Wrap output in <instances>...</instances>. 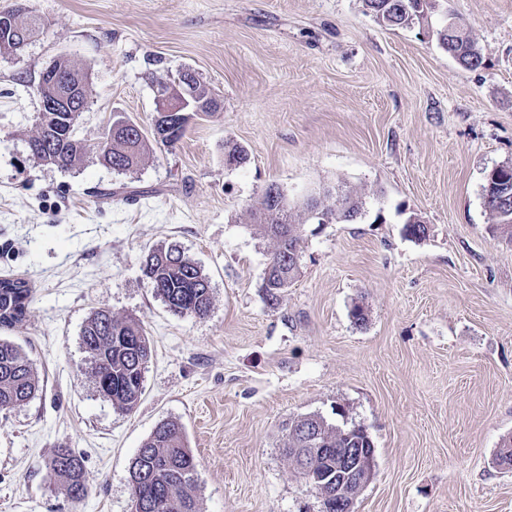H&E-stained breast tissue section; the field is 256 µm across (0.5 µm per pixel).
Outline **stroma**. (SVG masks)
Here are the masks:
<instances>
[{"instance_id": "obj_1", "label": "stroma", "mask_w": 512, "mask_h": 512, "mask_svg": "<svg viewBox=\"0 0 512 512\" xmlns=\"http://www.w3.org/2000/svg\"><path fill=\"white\" fill-rule=\"evenodd\" d=\"M47 31L0 53V278H26L23 323L0 329L43 390L0 411V512H129V466L173 419L196 459L200 512H319L285 459L308 415L371 435L375 476L353 512H512V243L483 186L512 164V0H446L480 66L425 25L390 29L362 0H30ZM68 58L92 95L75 167L28 153L34 79ZM192 72L219 103L129 172L94 149L113 115L151 130L158 81ZM248 153L228 164L226 146ZM278 184L303 222L299 271L277 301L273 244L250 208ZM351 187L356 224H309L303 202ZM111 197H103V189ZM428 226L406 236L409 215ZM174 243L210 279L202 319L155 297L141 266ZM364 307L365 325L350 312ZM136 319L151 347L132 412L94 388L81 330L98 308ZM84 459L68 498L47 462ZM448 18L437 29L436 35L439 44L448 51L465 68H475L480 65L481 52L477 44L468 34L465 26L458 23L449 32Z\"/></svg>"}]
</instances>
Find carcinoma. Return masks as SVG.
<instances>
[{
	"label": "carcinoma",
	"instance_id": "carcinoma-1",
	"mask_svg": "<svg viewBox=\"0 0 512 512\" xmlns=\"http://www.w3.org/2000/svg\"><path fill=\"white\" fill-rule=\"evenodd\" d=\"M367 13L386 27L398 29L428 18L433 0H363ZM13 22L0 20V51L20 52L30 38L43 30L42 17L29 6L8 12ZM439 44L465 68L480 65L481 52L463 24L448 29L443 23L436 31ZM66 80L63 91L70 95L68 112H38L36 132L28 140L30 155L47 165L73 167L82 161L84 147L77 139V127L91 94L88 75L61 57L51 63ZM168 119L158 112L154 118L152 137H147L137 123L124 116L113 118L106 133L104 147L98 148L100 162L114 171L126 172L136 167L149 151V140L166 147L174 146L183 136L187 122L176 129L167 126ZM484 204L501 233L512 240V203L501 202L500 190L484 194ZM362 197L348 189L338 196L325 195L319 208V224L355 223L364 214ZM254 223L262 228L273 243L269 263L272 270L263 288L270 299H277L299 270L288 259L299 251L302 225L293 223L283 191L269 184L258 206L251 209ZM142 271L166 307L180 317L203 318L212 303L209 277L183 251L174 245L152 249L146 255ZM32 297L28 281L18 277L0 279V327L13 328L27 315ZM81 341L91 364L97 392L108 398L112 406L133 411L139 404L147 363L149 340L142 326L132 317L119 318L112 311L100 309L85 322ZM40 389L36 367L15 343L0 338V411L23 406ZM326 448L320 468L327 475L326 488L336 487V449L373 448V441L362 428L347 427L340 431L322 417L310 415L288 425L285 448H314L316 442ZM196 458L188 447L182 425L174 420L157 424L142 444L129 468L132 488L138 497L137 512H199L196 494ZM49 467L72 500L88 494L83 480L84 461L73 448H57Z\"/></svg>",
	"mask_w": 512,
	"mask_h": 512
}]
</instances>
